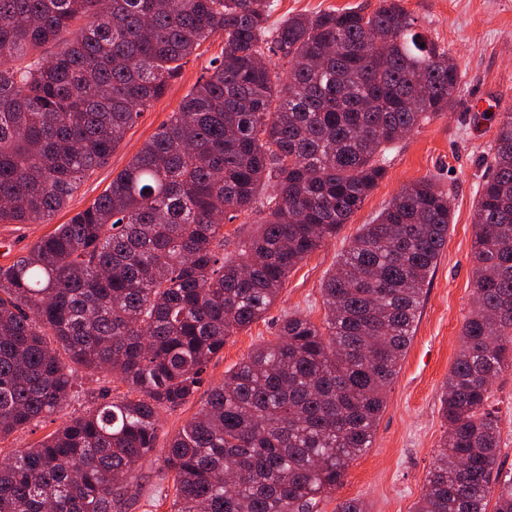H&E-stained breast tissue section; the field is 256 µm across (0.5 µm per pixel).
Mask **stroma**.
Wrapping results in <instances>:
<instances>
[{
	"instance_id": "35a3bbf8",
	"label": "stroma",
	"mask_w": 512,
	"mask_h": 512,
	"mask_svg": "<svg viewBox=\"0 0 512 512\" xmlns=\"http://www.w3.org/2000/svg\"><path fill=\"white\" fill-rule=\"evenodd\" d=\"M378 0H278L273 19L313 14L328 9L372 11ZM416 29L444 47L462 75L453 107L407 135L390 151L387 175L367 196L349 224L289 274L275 305L248 329L230 336L224 350L208 364L203 382L185 405L160 414L157 448L137 471L140 491L126 512H170L174 485L163 471L169 440L201 408L210 389L224 381L256 347L273 342L277 325L297 313L322 323L324 279L346 251L362 225L371 223L406 185L430 179L448 189L452 222L448 243L427 288L413 340L399 372L386 390L371 448L349 466L336 491L321 497L313 512H336L342 502L359 498L369 512H413L424 490L426 475L444 434L439 413L443 383L461 345L460 332L472 307L473 212L479 185L488 174L487 154L493 145L501 113L512 112V0H403ZM221 38L200 48L166 93L126 130L107 164L85 178L69 205L47 224H1L0 266L25 254L52 228L66 223L107 188L113 175L175 112L204 73L212 56L221 52ZM80 389L63 412L0 442V458L31 446L55 431L69 416L84 413L95 394L118 397L126 386L107 373L79 371ZM491 402L500 419L501 448L497 465L512 476V369L493 382Z\"/></svg>"
}]
</instances>
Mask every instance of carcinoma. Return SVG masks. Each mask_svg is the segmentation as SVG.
Returning <instances> with one entry per match:
<instances>
[{"label": "carcinoma", "instance_id": "1", "mask_svg": "<svg viewBox=\"0 0 512 512\" xmlns=\"http://www.w3.org/2000/svg\"><path fill=\"white\" fill-rule=\"evenodd\" d=\"M274 0H0V223H45L202 44L221 54L88 207L0 267V441L63 410L74 367L127 386L0 460V512H124L159 415L387 174L390 145L450 109L457 65L402 0L292 15ZM288 66L283 78L267 60ZM474 207L473 309L414 512H512L496 376L512 368V113ZM259 215L224 254V221ZM430 179L362 226L318 325L284 316L169 442L171 512H313L371 447L448 241Z\"/></svg>", "mask_w": 512, "mask_h": 512}]
</instances>
